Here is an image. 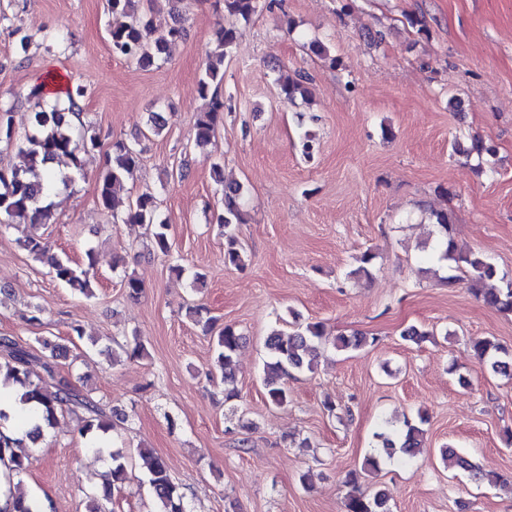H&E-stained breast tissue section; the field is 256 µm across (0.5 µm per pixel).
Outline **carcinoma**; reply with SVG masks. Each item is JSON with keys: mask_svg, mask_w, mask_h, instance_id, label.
<instances>
[{"mask_svg": "<svg viewBox=\"0 0 512 512\" xmlns=\"http://www.w3.org/2000/svg\"><path fill=\"white\" fill-rule=\"evenodd\" d=\"M143 0H108L109 39L112 56L142 67H150L166 54L169 44L181 38L182 29L171 27L163 31L153 29L146 12L141 8ZM224 16L249 20L264 10L272 9V0H223ZM236 39L232 26H224L217 33L214 48L208 54L204 74L198 83L199 96L206 101V108L196 116L193 126L194 145L206 148L215 138L218 128L224 124V99L217 93V86L224 79V58ZM309 77L298 71L284 74L278 79L279 96L290 101L307 99ZM84 96L80 86L67 91V103L38 102L31 116V127L25 132L19 147L22 164L0 166V229L27 224L35 227L47 224L52 218V203L49 199L60 188L69 186L74 177L83 173V155L98 145L97 136L88 134L85 125H76L73 118L80 117L77 100ZM12 109L0 108V143L8 146L17 140L12 124ZM456 153L468 159L474 158L483 164L485 157L494 154V149L479 136L469 139V144L454 141ZM68 160L71 173L56 172L54 163ZM140 164V150L122 140L112 143V153L107 156L104 169L98 176V202L101 209L112 213V223L118 221L144 224L150 232L155 249L166 255L171 251L168 238V221L161 218L160 202L156 193L145 190L139 193L125 218L113 213L116 190L133 178ZM214 181L222 186L223 209L214 213L213 221L223 230L225 237L224 266L241 269L245 266V251L232 231V225L242 221L240 188L224 184L221 165L212 164ZM437 226V261L445 263L457 274L448 277V284L467 282L469 289L489 308L505 315H512V277L500 273L488 259L471 250L463 249L454 235L452 213L446 210L431 213ZM24 248L38 259L46 261L50 273L61 284L86 295L96 280L93 251L86 253V262L77 264L67 257L47 255V245L35 233H28L22 241ZM377 254L368 249L357 257L358 266L352 271L355 276L367 277ZM194 323L205 333L214 328V319L202 306L189 309ZM43 353L27 341L14 336H0V380L3 385H14L22 390L20 401L35 402L42 406L41 421L25 431V437L36 442L42 431V423L52 424L57 413H83L77 432L86 438L95 432L106 433L114 421H124L127 415L114 407L111 413L105 410L86 392L76 388L72 382L59 376L56 360L67 352V347L47 338H38ZM331 343L339 351L360 350L369 344L362 333L350 336L339 335L330 340L319 322L298 324L287 332L274 331L266 337L264 347L263 385L268 402L275 407L288 403L286 380L294 372L312 370L322 355V345ZM242 343V335L226 326L216 336L217 356L213 377L224 381L233 379L235 358ZM476 358L485 363L487 371L494 375L512 377V348H508L491 337L476 339L471 343ZM41 374L32 379L34 368ZM425 418L413 423L403 421V427L395 428L384 422L374 439L387 458L396 453L413 457L420 453ZM91 448L99 455L111 460L110 468L101 475L100 489L88 495L91 501L87 512H110L108 504L114 491L121 488L127 479L126 455L121 448H109L98 443ZM139 456L148 470L149 484L153 490L159 512H187L181 487L171 478L165 462L150 448L139 449ZM442 460L452 467L465 471L475 470L467 458L452 448L441 450ZM9 458L15 474L25 472L31 465V455L22 446V439L11 438L0 431V460ZM345 483L350 487L344 501V512H390L384 491L377 490L366 496L359 487V475L355 471L347 474Z\"/></svg>", "mask_w": 512, "mask_h": 512, "instance_id": "carcinoma-1", "label": "carcinoma"}]
</instances>
